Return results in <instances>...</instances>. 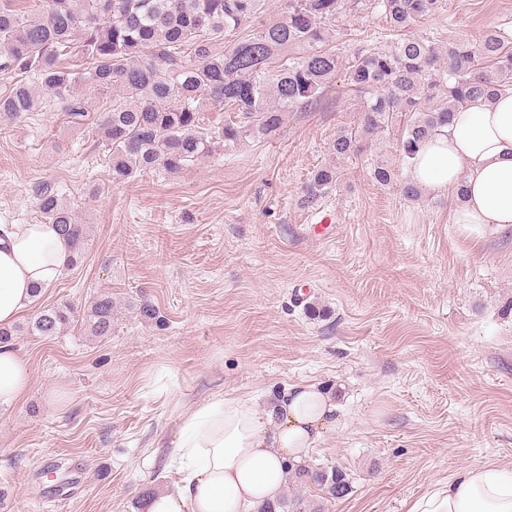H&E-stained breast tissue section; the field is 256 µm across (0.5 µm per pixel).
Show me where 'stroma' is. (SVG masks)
I'll use <instances>...</instances> for the list:
<instances>
[{
  "label": "stroma",
  "instance_id": "stroma-1",
  "mask_svg": "<svg viewBox=\"0 0 512 512\" xmlns=\"http://www.w3.org/2000/svg\"><path fill=\"white\" fill-rule=\"evenodd\" d=\"M386 26L376 0H346L327 46L383 45ZM502 26L512 0H441L415 32L440 45ZM362 106L339 74L276 135L122 184L92 127L53 108L0 120V224L39 223L46 186L88 226L81 261L26 317L101 293L115 305L108 336H13L31 386L0 408V512H134L141 492L173 484L160 442L181 412L217 393L265 411L303 383L337 405L307 460L352 481L327 502L301 488L324 512H408L463 467L512 470V225L452 223L451 192L405 199L397 130L332 160ZM381 161L394 183L373 179ZM329 163L336 185L305 203ZM145 302L164 324L138 316ZM56 465L68 494L40 476ZM357 147L356 133L343 128L337 131L336 137L331 141L329 152L333 157L344 158L354 152Z\"/></svg>",
  "mask_w": 512,
  "mask_h": 512
}]
</instances>
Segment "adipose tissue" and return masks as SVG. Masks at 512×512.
Here are the masks:
<instances>
[{
	"label": "adipose tissue",
	"instance_id": "obj_1",
	"mask_svg": "<svg viewBox=\"0 0 512 512\" xmlns=\"http://www.w3.org/2000/svg\"><path fill=\"white\" fill-rule=\"evenodd\" d=\"M408 178L433 194L463 186L453 223L512 225V90L454 112L409 164ZM70 259L55 225L0 224V327L13 324ZM29 386L26 362L1 343L0 407L18 403ZM335 425L336 401L316 384L290 387L267 411L250 397L213 395L181 413L164 445L174 486L156 490L144 512H258L279 497L285 463L304 460ZM409 512H512V470L464 467Z\"/></svg>",
	"mask_w": 512,
	"mask_h": 512
}]
</instances>
